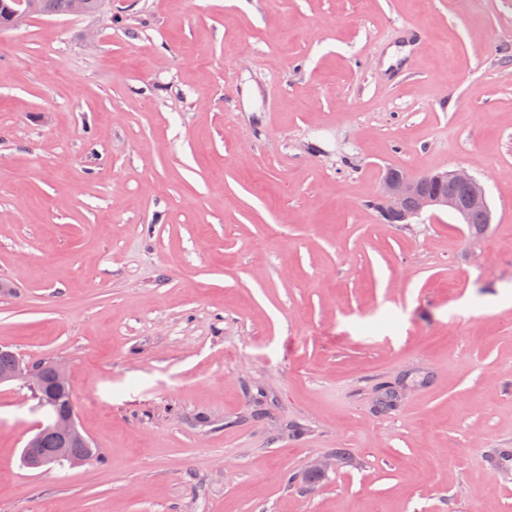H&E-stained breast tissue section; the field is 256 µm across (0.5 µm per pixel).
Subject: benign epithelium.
<instances>
[{"label":"benign epithelium","mask_w":512,"mask_h":512,"mask_svg":"<svg viewBox=\"0 0 512 512\" xmlns=\"http://www.w3.org/2000/svg\"><path fill=\"white\" fill-rule=\"evenodd\" d=\"M377 203L392 224H407L428 210H444L457 215L461 223L467 225L468 236L474 238L483 236L492 224L485 188L464 167L422 176H411L398 168H389L383 176ZM474 211L480 212L484 218L480 231L471 225ZM12 383L27 388L36 400L34 409L46 412V421L37 425L35 434L23 448L24 467L32 470L64 464L75 467L90 460L88 455L72 452L76 444L89 445L88 437L79 428L75 403L70 401L62 409L53 408L57 404V393L71 391L68 371L63 364L44 362L32 365L16 358L11 367L0 371V385ZM46 432L53 433L57 440V448L52 455H45L40 449L41 437Z\"/></svg>","instance_id":"1"}]
</instances>
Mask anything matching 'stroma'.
Listing matches in <instances>:
<instances>
[{
    "label": "stroma",
    "instance_id": "35a3bbf8",
    "mask_svg": "<svg viewBox=\"0 0 512 512\" xmlns=\"http://www.w3.org/2000/svg\"><path fill=\"white\" fill-rule=\"evenodd\" d=\"M460 166L483 239L383 220L387 168ZM0 345L66 364L98 450L23 467L0 386V512H512V0L0 32Z\"/></svg>",
    "mask_w": 512,
    "mask_h": 512
}]
</instances>
